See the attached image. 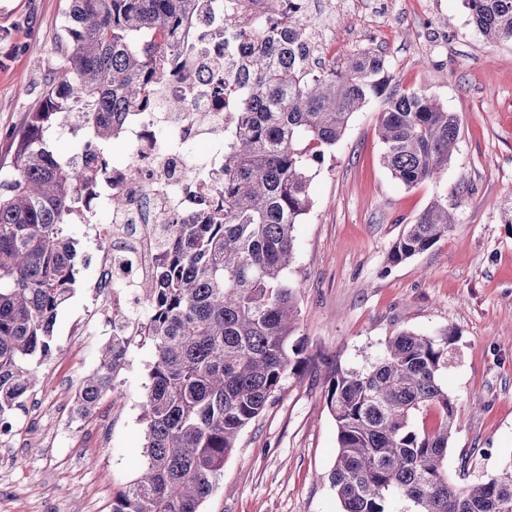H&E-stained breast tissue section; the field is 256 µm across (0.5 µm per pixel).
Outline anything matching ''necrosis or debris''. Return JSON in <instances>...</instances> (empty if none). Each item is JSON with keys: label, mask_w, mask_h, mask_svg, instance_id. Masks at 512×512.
Listing matches in <instances>:
<instances>
[{"label": "necrosis or debris", "mask_w": 512, "mask_h": 512, "mask_svg": "<svg viewBox=\"0 0 512 512\" xmlns=\"http://www.w3.org/2000/svg\"><path fill=\"white\" fill-rule=\"evenodd\" d=\"M309 13L317 27L326 20L308 0H290L269 15L262 0H204L179 32L181 54L162 85L130 112L118 131L128 148L124 162L107 165L95 196L81 216L91 225L98 249L95 297L105 305L90 336H131L148 319L141 284L157 261V237L165 224H196L204 210L222 215L224 140L235 133V115L248 88L241 73L245 51L272 20L289 12ZM183 103L174 112L170 103ZM210 117L202 127L198 114ZM125 205L115 210L112 196ZM106 223H98V213ZM126 308V321L113 312Z\"/></svg>", "instance_id": "1"}]
</instances>
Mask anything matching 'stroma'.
<instances>
[{
  "label": "stroma",
  "instance_id": "35a3bbf8",
  "mask_svg": "<svg viewBox=\"0 0 512 512\" xmlns=\"http://www.w3.org/2000/svg\"><path fill=\"white\" fill-rule=\"evenodd\" d=\"M67 0H0V166L14 136L59 79ZM330 52L320 68L350 55H385L397 90L433 97L460 121L456 149L439 179L409 188L383 166L382 99L355 112L318 166L312 207L296 225L285 273L298 289L292 338L300 365L274 402L240 435L203 512H340L327 480L337 452L327 407L332 366L369 368L402 330L456 333V357L441 384L456 404L448 476L485 479L512 456V44L487 41L465 0H359L333 15ZM459 189L448 235L393 264L406 224L433 200ZM68 234L79 256L77 285L60 307L52 353L34 361L28 392L0 474V512H111L112 498L146 466L141 404L154 360L151 341L132 337L114 389L97 413L75 397L101 363L103 336L74 335L96 303V243L84 224ZM79 454L70 452V445Z\"/></svg>",
  "mask_w": 512,
  "mask_h": 512
}]
</instances>
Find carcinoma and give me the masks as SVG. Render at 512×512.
<instances>
[{
  "mask_svg": "<svg viewBox=\"0 0 512 512\" xmlns=\"http://www.w3.org/2000/svg\"><path fill=\"white\" fill-rule=\"evenodd\" d=\"M62 77L47 88L0 169V424L24 409L39 382L30 367L51 352L57 311L76 282V241L65 228L97 167L69 170L50 142L75 118L89 143L116 137L115 124L174 59L171 34L200 0H68ZM490 42L512 43V0H466ZM302 17L264 30L243 59L250 91L238 134L224 152V223L173 224L142 285L153 343L142 404L147 467L112 499V512H202L240 433L272 403L290 367L298 291L284 278L294 227L311 207L314 167L341 139L351 115L382 98L383 164L411 188L448 166L460 135L456 114L430 96L390 87L385 57L358 52L323 70ZM458 193L431 202L396 240L401 263L452 228ZM129 338L114 336L100 368L84 379V414L110 391ZM455 333L401 331L366 371L336 367L327 406L337 454L329 473L343 512H512V459L498 475L458 485L448 479L456 405L440 382ZM439 416L429 428L419 417Z\"/></svg>",
  "mask_w": 512,
  "mask_h": 512,
  "instance_id": "carcinoma-1",
  "label": "carcinoma"
}]
</instances>
